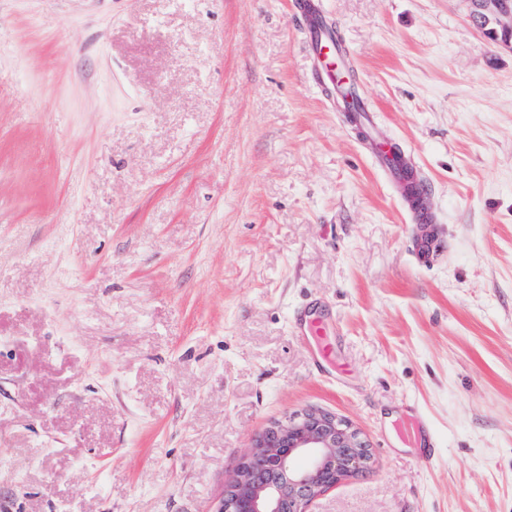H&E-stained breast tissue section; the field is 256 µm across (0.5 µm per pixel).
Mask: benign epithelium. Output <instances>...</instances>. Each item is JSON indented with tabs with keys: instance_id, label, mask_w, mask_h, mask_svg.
Listing matches in <instances>:
<instances>
[{
	"instance_id": "1",
	"label": "benign epithelium",
	"mask_w": 512,
	"mask_h": 512,
	"mask_svg": "<svg viewBox=\"0 0 512 512\" xmlns=\"http://www.w3.org/2000/svg\"><path fill=\"white\" fill-rule=\"evenodd\" d=\"M481 28L494 25L512 48V0H470ZM509 24H502L503 20ZM370 444L349 422L322 409H303L270 422L224 479L215 512H308L311 502L343 479L364 474Z\"/></svg>"
}]
</instances>
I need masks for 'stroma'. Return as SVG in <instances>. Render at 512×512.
<instances>
[{"mask_svg":"<svg viewBox=\"0 0 512 512\" xmlns=\"http://www.w3.org/2000/svg\"><path fill=\"white\" fill-rule=\"evenodd\" d=\"M293 2L0 0V512H212L308 407L373 456L309 512H512V49L470 0H318L421 260ZM371 148L379 167L413 204L412 220L414 224H432L430 214L420 207L421 197L427 194L428 187L421 180L420 174L414 169L411 162L392 143L382 141L375 145L372 141ZM408 417L414 429V442L419 444L417 460L421 465L429 466L435 460L432 451L435 446V439L417 411L409 409Z\"/></svg>","mask_w":512,"mask_h":512,"instance_id":"stroma-1","label":"stroma"}]
</instances>
